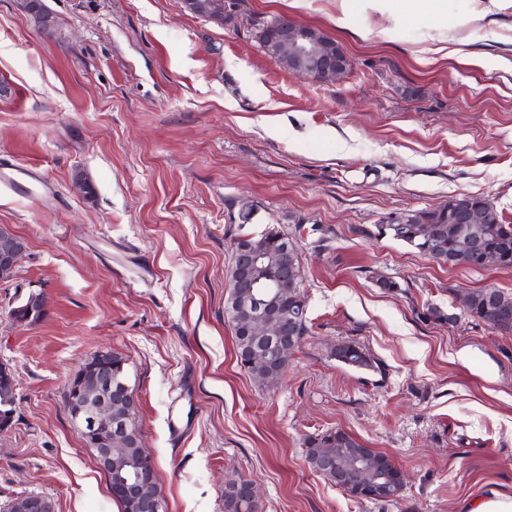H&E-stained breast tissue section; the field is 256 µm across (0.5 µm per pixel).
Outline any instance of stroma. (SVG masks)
Returning <instances> with one entry per match:
<instances>
[{
	"label": "stroma",
	"instance_id": "1",
	"mask_svg": "<svg viewBox=\"0 0 512 512\" xmlns=\"http://www.w3.org/2000/svg\"><path fill=\"white\" fill-rule=\"evenodd\" d=\"M421 2L225 0L221 22L183 0H43L45 33L0 0V169L42 182L0 186V224L27 242L0 282L16 379L0 505L121 512L64 399L107 350L127 361L167 512H224L240 478L261 512H462L512 493V334L458 309L475 288L512 294V269L448 267L377 232L461 194L512 224V0ZM279 15L333 37L349 69L323 84L267 56L257 32ZM270 224L297 246L311 327L271 391L238 366L224 314L231 239ZM32 293L45 315L13 321ZM347 340L373 368L336 360ZM327 428L388 455L399 500L313 472L303 440ZM8 512H56L54 502L43 495L27 493L18 495L7 505Z\"/></svg>",
	"mask_w": 512,
	"mask_h": 512
}]
</instances>
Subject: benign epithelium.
Listing matches in <instances>:
<instances>
[{
	"mask_svg": "<svg viewBox=\"0 0 512 512\" xmlns=\"http://www.w3.org/2000/svg\"><path fill=\"white\" fill-rule=\"evenodd\" d=\"M23 8L30 14L41 16V30L54 28L52 17L41 10L40 0H22ZM265 53L280 64H288L290 71L315 81L337 79L349 66V57L339 43L319 29L297 23L285 16L275 17L259 32ZM449 210L454 224H482L486 219L485 205L478 197L467 194L450 200ZM26 251L22 238L8 224L0 225V277L13 276ZM263 247L246 237L235 241L231 249L234 277L229 288L234 291L238 303L245 308L248 318L239 327L265 339L271 347L256 351L261 358L281 360L288 353V345L278 338L286 334L288 325L269 319L266 310L270 304H260V298L252 294L255 288H279L295 274L288 265L281 267L280 276L271 279L265 272ZM93 362V380L90 389L82 391L72 386L73 396L67 399L66 410L71 421L80 426L86 445L99 468L112 476V439L122 435L130 426V419L113 413V408L123 402L138 406V395L130 386L115 380L112 360L99 353L89 358ZM143 468L131 476H119L110 483L111 495L134 503L139 512H165L163 498L157 487V476L152 457L146 447L140 451ZM377 466L372 459L358 461L355 466L341 472L339 487L359 495L363 492L373 498L367 478ZM6 512H56L54 502L43 495L27 493L10 500Z\"/></svg>",
	"mask_w": 512,
	"mask_h": 512,
	"instance_id": "1",
	"label": "benign epithelium"
}]
</instances>
